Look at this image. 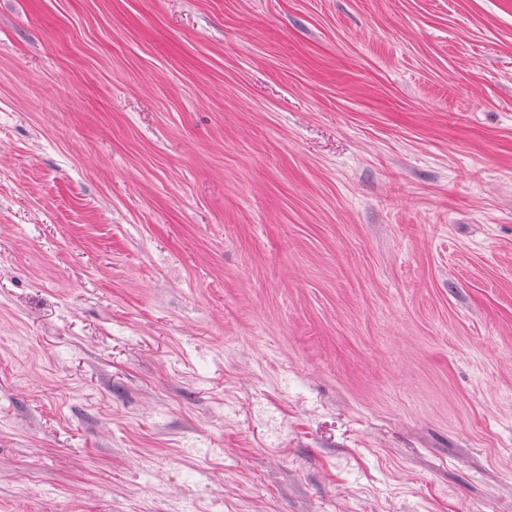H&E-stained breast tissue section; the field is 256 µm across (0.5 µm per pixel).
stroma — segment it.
Masks as SVG:
<instances>
[{"label": "stroma", "instance_id": "35a3bbf8", "mask_svg": "<svg viewBox=\"0 0 512 512\" xmlns=\"http://www.w3.org/2000/svg\"><path fill=\"white\" fill-rule=\"evenodd\" d=\"M512 512V0H0V512Z\"/></svg>", "mask_w": 512, "mask_h": 512}]
</instances>
